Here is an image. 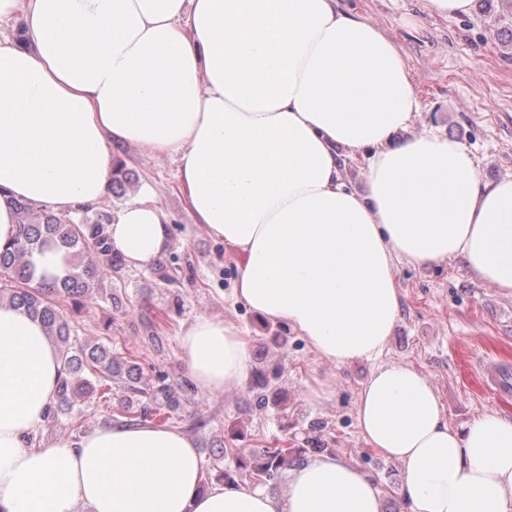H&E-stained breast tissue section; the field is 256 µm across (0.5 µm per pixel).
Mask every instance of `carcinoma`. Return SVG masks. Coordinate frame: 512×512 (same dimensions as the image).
I'll return each instance as SVG.
<instances>
[{"label": "carcinoma", "instance_id": "carcinoma-1", "mask_svg": "<svg viewBox=\"0 0 512 512\" xmlns=\"http://www.w3.org/2000/svg\"><path fill=\"white\" fill-rule=\"evenodd\" d=\"M18 235L0 250V302H8L40 319L56 343L62 365L58 382V402L51 413L72 409L79 400L93 394L105 381L122 377L133 383L131 391L149 398L139 408H127L129 419H145L154 407L176 409L180 394L164 382L152 388L136 387L138 366L102 342H83L70 321L84 298L93 292L104 269H121L123 258L114 250L108 234L111 220H75L45 210L34 214L29 203H14ZM53 251L61 254L63 266L58 273L40 272L34 255ZM89 371L90 376L83 375ZM300 460L295 448L256 450L253 474L265 482L278 478L288 462Z\"/></svg>", "mask_w": 512, "mask_h": 512}]
</instances>
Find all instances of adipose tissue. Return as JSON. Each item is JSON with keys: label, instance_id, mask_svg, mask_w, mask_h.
Listing matches in <instances>:
<instances>
[{"label": "adipose tissue", "instance_id": "obj_1", "mask_svg": "<svg viewBox=\"0 0 512 512\" xmlns=\"http://www.w3.org/2000/svg\"><path fill=\"white\" fill-rule=\"evenodd\" d=\"M0 247L14 201L71 213L106 196L114 150L174 157L194 223L239 258L234 300L337 366L373 362L357 421L402 466L410 512H512V419L449 425L429 379L383 364L400 315L395 266L461 258L512 296V176L485 181L462 143L408 136L421 107L399 46L340 0H0ZM364 154L365 187L342 176ZM136 267L165 252L145 200L108 227ZM199 389L240 387L234 323L181 332ZM61 364L39 320L0 304V512H381L374 482L322 456L282 493L204 484L194 440L153 424L35 447Z\"/></svg>", "mask_w": 512, "mask_h": 512}]
</instances>
